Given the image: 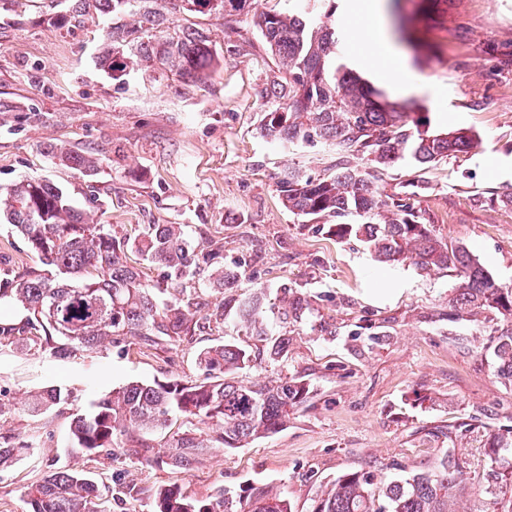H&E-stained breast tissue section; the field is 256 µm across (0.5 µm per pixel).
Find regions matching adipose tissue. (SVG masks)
<instances>
[{
  "label": "adipose tissue",
  "mask_w": 512,
  "mask_h": 512,
  "mask_svg": "<svg viewBox=\"0 0 512 512\" xmlns=\"http://www.w3.org/2000/svg\"><path fill=\"white\" fill-rule=\"evenodd\" d=\"M359 13L367 22L364 35L370 42L371 54L383 57L389 64L388 70L374 71V79L381 82L392 96L409 95L414 91L415 85L410 78L404 57L384 33L379 0H362Z\"/></svg>",
  "instance_id": "ef3b65f1"
}]
</instances>
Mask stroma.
I'll list each match as a JSON object with an SVG mask.
<instances>
[{"instance_id":"1","label":"stroma","mask_w":512,"mask_h":512,"mask_svg":"<svg viewBox=\"0 0 512 512\" xmlns=\"http://www.w3.org/2000/svg\"><path fill=\"white\" fill-rule=\"evenodd\" d=\"M345 63L368 52L357 15L330 0ZM68 0H16L0 7V100L12 104L0 125V189L37 177L63 187L114 236L135 237L151 224H178L207 264L189 279L201 306L192 337L165 336L103 345L58 359L0 343V429L34 449L0 469V512H28L27 484L77 469L107 485L102 512H151L152 495L177 483L201 498L246 484L287 495L294 512H311L321 487L344 472L394 479L434 467L444 452L467 480L460 512H502L490 491L494 472L512 469V451L491 460L486 440L512 429V382L496 372L494 346L504 323L484 313L452 314L456 282L406 263L375 261L357 238L338 241L284 207L277 183L288 171L332 170L339 148L319 142L284 146L258 124L272 102L261 90L277 67L255 25L261 12L299 13L302 0H255L252 11L222 16L185 12L173 28L208 30L218 63L206 84L186 87L160 72L131 70L115 81L95 57L110 24L90 15L59 27L50 16ZM403 50L418 112L437 130L467 129L475 145L448 160H403L370 169L382 194L410 197L416 215L466 246L497 283L512 287V0H438L405 4ZM100 155L97 176L58 164L48 145ZM23 237L0 223V274L39 268ZM240 267L238 287L213 288L214 269ZM262 293L268 336L288 339L273 361L247 335L234 298ZM307 298L310 310L281 322L283 298ZM236 343L257 353L242 382L303 378L309 399L287 427L242 448L216 450L190 471L129 457L139 431L120 436L111 460L69 453L77 408L131 382L206 379L197 354ZM75 402L30 415L23 395L54 385Z\"/></svg>"}]
</instances>
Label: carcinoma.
Instances as JSON below:
<instances>
[{
  "label": "carcinoma",
  "instance_id": "cac0c4a2",
  "mask_svg": "<svg viewBox=\"0 0 512 512\" xmlns=\"http://www.w3.org/2000/svg\"><path fill=\"white\" fill-rule=\"evenodd\" d=\"M72 0L69 12L52 16L64 25L94 10L116 18L106 33L99 67L114 80L131 67L169 71L185 86L204 83L217 57L209 36L197 29L170 32L169 14L241 11L247 0ZM307 18L262 13L256 25L266 48L277 57V72L267 78L262 95L275 102L258 126L262 137L281 144L317 139L346 153H356L373 167H389L404 159L438 163L469 151L473 134L464 129L441 132L427 121L383 100L346 64L337 62L336 19L307 0ZM137 16L128 26L118 19ZM48 153L76 173L95 176L101 159L91 152L52 146ZM288 211L321 223L330 236L362 240L376 261L411 263L418 269L446 271L458 280L450 304L456 311L494 313L512 321V288L498 284L464 245H454L431 224L416 220L405 199L389 201L358 167L343 166L316 177L291 171L277 183ZM0 219L13 225L37 254L47 272L34 269L0 279V305H19L26 328L43 331L33 344L59 358L92 350L127 337L150 340L155 333L175 342L192 335L200 304L183 289L166 304L158 288L142 280L128 264L125 250L163 266L170 287L179 286L197 262L179 224H154L123 241L94 222L92 214L74 207L59 186L23 179L0 191ZM263 295L238 304L249 334L264 340ZM497 373L512 382V327L502 330L494 347ZM197 360L210 372L202 382L182 380L132 382L90 401L77 410L71 425L70 452L109 459L119 434L136 428L144 434L165 432V457L152 455L142 440L126 452L148 464L165 463L188 471L213 450L242 448L277 433L309 396L298 377L276 384L244 385L232 375L250 366L251 352L223 343L199 351ZM72 392L52 386L29 392L27 409L36 414L71 403ZM183 417L187 425L170 430ZM32 441L0 432V466L19 460ZM463 466L446 453L432 469L379 484L349 470L316 495L312 512H457ZM29 512H101V490L89 475L56 470L28 485ZM152 512H292L287 497L246 485L222 489L206 498L188 495L180 485L166 484L153 495Z\"/></svg>",
  "mask_w": 512,
  "mask_h": 512
}]
</instances>
